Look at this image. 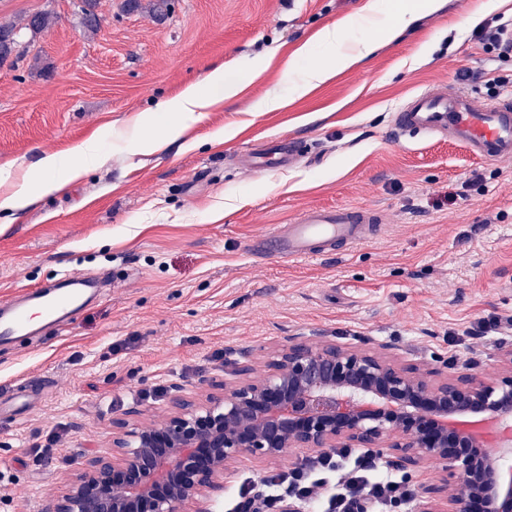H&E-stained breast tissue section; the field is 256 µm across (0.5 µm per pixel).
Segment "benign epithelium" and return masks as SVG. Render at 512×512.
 <instances>
[{
  "label": "benign epithelium",
  "instance_id": "benign-epithelium-1",
  "mask_svg": "<svg viewBox=\"0 0 512 512\" xmlns=\"http://www.w3.org/2000/svg\"><path fill=\"white\" fill-rule=\"evenodd\" d=\"M390 350L290 338L260 373L233 363L202 402L175 394L158 418L133 408L112 421V452L83 457L42 512H208L231 462L292 448H370L405 470L435 461L444 476L416 512H512L499 455L512 447V351L488 379Z\"/></svg>",
  "mask_w": 512,
  "mask_h": 512
}]
</instances>
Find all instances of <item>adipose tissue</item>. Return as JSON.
<instances>
[{
	"instance_id": "ef3b65f1",
	"label": "adipose tissue",
	"mask_w": 512,
	"mask_h": 512,
	"mask_svg": "<svg viewBox=\"0 0 512 512\" xmlns=\"http://www.w3.org/2000/svg\"><path fill=\"white\" fill-rule=\"evenodd\" d=\"M436 6L437 0H421L418 8L405 10L390 22L383 17V0H367L360 19L344 18L321 31L318 39L326 50L325 57L308 69L303 81L295 86V93L306 94L329 80L337 70L360 64L373 52V42L365 38L360 39L356 46H348L347 41L357 26L381 30L391 40L415 21L418 10H432ZM254 68V63H244L242 75L230 77L225 74L223 66H216L204 83H188L157 109L141 113L136 119L142 132L138 140L140 150L153 151L160 147L163 140L183 138L202 112L239 95L245 87L244 74L253 72ZM158 125L163 128V135L159 138L152 134L153 128ZM106 161V156L98 153L95 142L86 141L74 146L68 154L41 156L24 173L15 174L8 168L0 170V182L7 186L6 191L0 193V212L11 214L32 205L42 197L62 190L88 168L105 164Z\"/></svg>"
}]
</instances>
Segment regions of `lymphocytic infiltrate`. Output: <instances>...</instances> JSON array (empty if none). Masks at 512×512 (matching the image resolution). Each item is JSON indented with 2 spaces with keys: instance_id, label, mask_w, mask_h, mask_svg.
I'll return each mask as SVG.
<instances>
[{
  "instance_id": "lymphocytic-infiltrate-1",
  "label": "lymphocytic infiltrate",
  "mask_w": 512,
  "mask_h": 512,
  "mask_svg": "<svg viewBox=\"0 0 512 512\" xmlns=\"http://www.w3.org/2000/svg\"><path fill=\"white\" fill-rule=\"evenodd\" d=\"M412 489L397 479L392 466L377 462L371 451L342 450L297 463L240 488L237 502H249L254 512H276L291 497L310 503L327 502L329 512H387L410 504Z\"/></svg>"
}]
</instances>
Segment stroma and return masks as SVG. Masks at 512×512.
Masks as SVG:
<instances>
[{
    "label": "stroma",
    "mask_w": 512,
    "mask_h": 512,
    "mask_svg": "<svg viewBox=\"0 0 512 512\" xmlns=\"http://www.w3.org/2000/svg\"><path fill=\"white\" fill-rule=\"evenodd\" d=\"M156 2L95 0L100 27L91 32L80 0H0V25L19 36L0 64V166L28 167L112 128L97 140L105 165L0 232V302L71 275L99 285L71 318L0 344V390L44 375L55 382L0 418V512H41L75 460L111 450L112 421L130 408L159 413L179 389L205 398L203 380H223L225 362L271 354L292 336L391 344L411 362L474 360L486 378L512 343V334L466 333L478 318L512 315V161L392 132L394 112L434 84L481 104L507 95L485 76H512V57L485 52L461 26L482 0H438L392 41L374 33L363 65L300 97L294 86L321 59L318 33L358 17L367 0H167L161 11ZM38 13L50 23L35 32L26 23ZM428 40V59L412 63ZM251 60L263 67L242 97L204 113L185 140L137 151L141 111L215 66L233 75ZM271 94L288 98L287 108L264 111ZM282 136L305 143L295 166L252 173L235 162ZM309 206L370 207L383 222L367 242L319 259L247 252L251 237ZM56 433L60 447L41 453ZM312 454L233 461L211 512Z\"/></svg>",
    "instance_id": "35a3bbf8"
}]
</instances>
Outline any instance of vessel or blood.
Here are the masks:
<instances>
[{
	"mask_svg": "<svg viewBox=\"0 0 512 512\" xmlns=\"http://www.w3.org/2000/svg\"><path fill=\"white\" fill-rule=\"evenodd\" d=\"M396 135L442 137L465 143L473 155L487 162L512 160V96L484 104L473 95L443 86L430 87L409 98L395 113ZM303 151L301 143L279 141L249 154L244 166L253 172L292 165ZM382 221L370 208L311 207L302 211L280 234L259 235L249 240L248 251L263 258L312 259L343 245L371 238ZM87 281L70 276L64 287L43 295L39 305L43 319L57 320L83 304ZM32 325L28 308L14 302L0 304V341L22 335Z\"/></svg>",
	"mask_w": 512,
	"mask_h": 512,
	"instance_id": "vessel-or-blood-1",
	"label": "vessel or blood"
}]
</instances>
